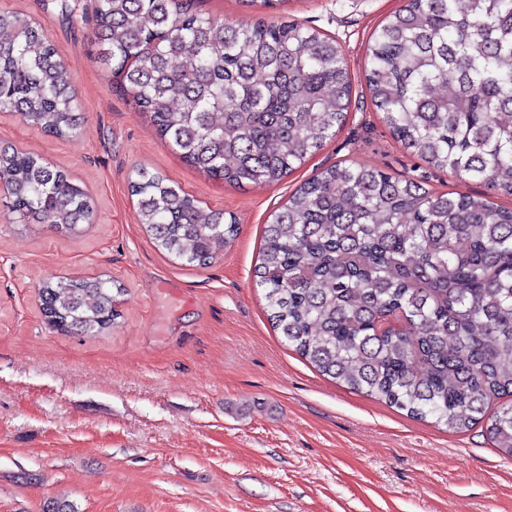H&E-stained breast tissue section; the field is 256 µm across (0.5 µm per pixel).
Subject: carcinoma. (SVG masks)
Listing matches in <instances>:
<instances>
[{
    "label": "carcinoma",
    "instance_id": "1",
    "mask_svg": "<svg viewBox=\"0 0 512 512\" xmlns=\"http://www.w3.org/2000/svg\"><path fill=\"white\" fill-rule=\"evenodd\" d=\"M222 22L190 0H98L99 55L191 167L272 185L335 138L353 82L336 41L260 12ZM26 16L0 12V112L79 132L74 76ZM365 82L392 136L428 165L512 195V0H405L376 28ZM20 220L74 231L84 190L33 153L0 148ZM157 246L206 266L238 226L144 168L131 182ZM255 282L268 320L322 375L451 432L479 424L512 458V208L439 194L352 161L301 184L264 227ZM47 323L98 333L105 281L47 280Z\"/></svg>",
    "mask_w": 512,
    "mask_h": 512
}]
</instances>
